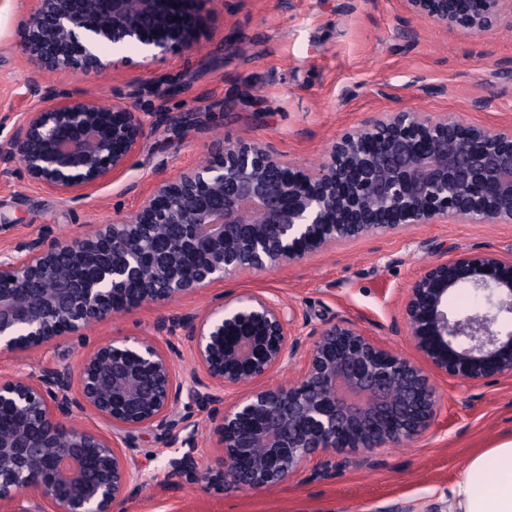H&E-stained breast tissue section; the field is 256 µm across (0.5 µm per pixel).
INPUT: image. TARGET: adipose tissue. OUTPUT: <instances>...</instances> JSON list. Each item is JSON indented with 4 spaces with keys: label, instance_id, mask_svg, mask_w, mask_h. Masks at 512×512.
<instances>
[{
    "label": "adipose tissue",
    "instance_id": "ef3b65f1",
    "mask_svg": "<svg viewBox=\"0 0 512 512\" xmlns=\"http://www.w3.org/2000/svg\"><path fill=\"white\" fill-rule=\"evenodd\" d=\"M492 481H484L485 473ZM440 512H512V439L472 456Z\"/></svg>",
    "mask_w": 512,
    "mask_h": 512
}]
</instances>
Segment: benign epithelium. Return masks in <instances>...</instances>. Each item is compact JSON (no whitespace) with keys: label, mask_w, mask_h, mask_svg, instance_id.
Instances as JSON below:
<instances>
[{"label":"benign epithelium","mask_w":512,"mask_h":512,"mask_svg":"<svg viewBox=\"0 0 512 512\" xmlns=\"http://www.w3.org/2000/svg\"><path fill=\"white\" fill-rule=\"evenodd\" d=\"M206 2L26 0L29 94L52 98L42 70L89 76L116 64L109 55L126 44L152 59L176 48L194 52L191 4ZM402 4L457 34L512 24V0ZM146 136L141 113L119 99L110 107L94 99L43 105L0 141V168L18 159L32 181L76 199L136 166ZM450 218L512 224L511 128L400 108L345 133L315 170L269 142L215 140L198 164L152 181L142 204L112 223L70 240L46 232L21 256L1 251L0 351L39 348L121 310L164 306L216 280ZM463 290L480 310L448 309L449 296ZM403 321L419 362L349 320L307 342L282 304L238 296L218 311L159 319L164 348L114 338L85 354L77 371L64 365L0 378V407L18 415L15 428L0 430V512H40V499L55 512H118L148 484L135 434L151 427L172 449L167 476L203 484L218 472L242 491L282 483L317 454L405 446L440 413L432 374L464 382L512 374V260L489 253L433 263L411 286ZM184 340L195 365L180 372ZM298 355L296 382L261 384ZM231 388L244 393L227 405ZM86 411L122 430L123 446L71 423ZM199 414L220 432L208 460L198 453Z\"/></svg>","instance_id":"7a95c632"}]
</instances>
